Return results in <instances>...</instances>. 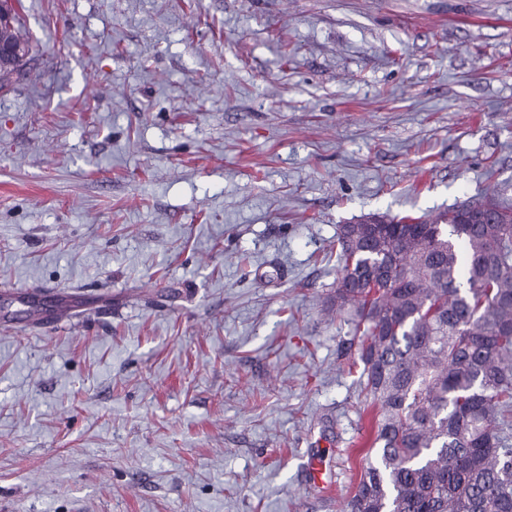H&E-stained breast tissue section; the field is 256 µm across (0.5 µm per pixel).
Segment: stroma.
<instances>
[{
	"label": "stroma",
	"instance_id": "stroma-1",
	"mask_svg": "<svg viewBox=\"0 0 512 512\" xmlns=\"http://www.w3.org/2000/svg\"><path fill=\"white\" fill-rule=\"evenodd\" d=\"M19 10L0 512H339L374 427L325 254L365 215L512 200V0ZM71 290L89 315L41 328Z\"/></svg>",
	"mask_w": 512,
	"mask_h": 512
}]
</instances>
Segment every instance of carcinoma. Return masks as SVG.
<instances>
[{"label": "carcinoma", "mask_w": 512, "mask_h": 512, "mask_svg": "<svg viewBox=\"0 0 512 512\" xmlns=\"http://www.w3.org/2000/svg\"><path fill=\"white\" fill-rule=\"evenodd\" d=\"M0 84L35 44L18 10ZM465 213L471 224L459 223ZM336 230L375 438L342 512H512V205L495 193L431 218Z\"/></svg>", "instance_id": "carcinoma-1"}]
</instances>
